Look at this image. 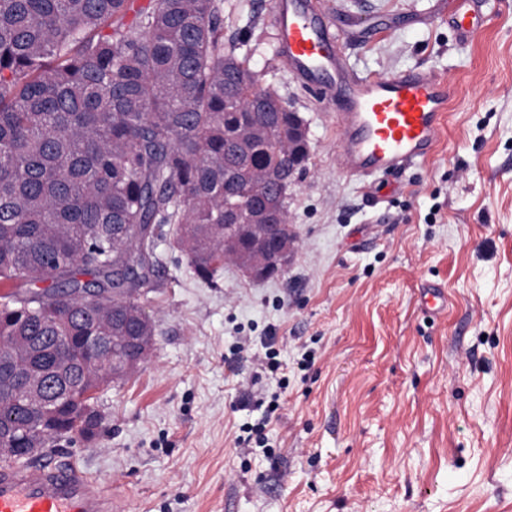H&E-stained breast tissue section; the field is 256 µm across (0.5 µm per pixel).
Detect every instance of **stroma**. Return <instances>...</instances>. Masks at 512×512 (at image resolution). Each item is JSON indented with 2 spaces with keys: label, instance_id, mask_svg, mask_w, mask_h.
<instances>
[{
  "label": "stroma",
  "instance_id": "obj_1",
  "mask_svg": "<svg viewBox=\"0 0 512 512\" xmlns=\"http://www.w3.org/2000/svg\"><path fill=\"white\" fill-rule=\"evenodd\" d=\"M224 48L308 125L311 157L288 190L298 249L281 278L228 265L198 279L163 226L141 303L154 346L102 386L76 462L124 512H512V0L457 39L436 0H325L349 65L447 80L437 153L374 192L337 161L333 119L280 63L270 0H216ZM450 305L421 310L425 285ZM271 338L279 370L254 378L245 338ZM278 395L268 449L235 438Z\"/></svg>",
  "mask_w": 512,
  "mask_h": 512
}]
</instances>
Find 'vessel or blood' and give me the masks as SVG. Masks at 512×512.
<instances>
[{
    "label": "vessel or blood",
    "mask_w": 512,
    "mask_h": 512,
    "mask_svg": "<svg viewBox=\"0 0 512 512\" xmlns=\"http://www.w3.org/2000/svg\"><path fill=\"white\" fill-rule=\"evenodd\" d=\"M279 55L291 74L317 89L339 136L341 172L368 185L436 152L448 116L447 81L426 70L396 75L352 73L334 45L333 21L314 0H271ZM471 38L485 23L475 0L442 13ZM114 495L76 464L38 458L0 462V512H118Z\"/></svg>",
    "instance_id": "1"
}]
</instances>
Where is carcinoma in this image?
Listing matches in <instances>:
<instances>
[{
  "label": "carcinoma",
  "instance_id": "cac0c4a2",
  "mask_svg": "<svg viewBox=\"0 0 512 512\" xmlns=\"http://www.w3.org/2000/svg\"><path fill=\"white\" fill-rule=\"evenodd\" d=\"M0 0V446L79 431L105 384L83 337L157 229L194 275L224 267L225 206L286 205L306 171L288 102L224 51L216 0ZM24 291H19V288Z\"/></svg>",
  "mask_w": 512,
  "mask_h": 512
}]
</instances>
